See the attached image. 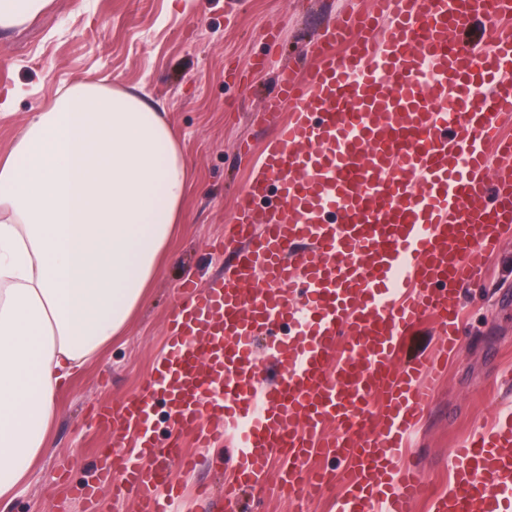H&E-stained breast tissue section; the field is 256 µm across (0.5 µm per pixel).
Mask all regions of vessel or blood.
<instances>
[{
  "instance_id": "vessel-or-blood-1",
  "label": "vessel or blood",
  "mask_w": 512,
  "mask_h": 512,
  "mask_svg": "<svg viewBox=\"0 0 512 512\" xmlns=\"http://www.w3.org/2000/svg\"><path fill=\"white\" fill-rule=\"evenodd\" d=\"M475 16L493 24L488 43L454 41ZM511 18L512 0H374L354 16L355 38L332 28L305 79L280 74L266 115L284 104L290 116L237 195L224 233L234 271L183 285L166 354L99 415L114 445L78 497L95 504L107 486L138 512H170L166 459L183 458L185 438L206 448L228 433V512L276 458L291 492L342 477L338 512H413L426 483L400 458L458 342L459 290L512 225ZM426 315L440 349L400 362ZM261 339L278 370L265 385ZM160 407L172 428L163 446L151 421ZM319 457L335 469L309 471ZM451 458L454 485L435 512H512V418Z\"/></svg>"
}]
</instances>
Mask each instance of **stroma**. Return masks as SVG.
I'll return each instance as SVG.
<instances>
[{
    "mask_svg": "<svg viewBox=\"0 0 512 512\" xmlns=\"http://www.w3.org/2000/svg\"><path fill=\"white\" fill-rule=\"evenodd\" d=\"M371 0H50L31 22L0 29V89L23 95L0 110V153L30 113L48 107L78 82L137 92L156 103L176 135L189 171L177 234L147 300L123 336L89 362L62 390L50 446L27 483L0 512H49L67 501L84 512L72 486L95 479L97 453L112 434L90 418L93 409L137 393L163 351L169 313L184 282L204 286L228 274L224 225L238 190L257 176L272 130L263 122L283 65L303 71L321 31L351 7ZM461 339L448 352L433 405L410 436L406 461L428 485L449 486L448 454L464 436L512 414V226L503 230L479 278L460 294ZM214 449L199 448L192 472L167 463L187 492L173 512H225L216 498L199 499L213 484ZM343 492L287 497L268 477L252 512H335Z\"/></svg>",
    "mask_w": 512,
    "mask_h": 512,
    "instance_id": "1",
    "label": "stroma"
}]
</instances>
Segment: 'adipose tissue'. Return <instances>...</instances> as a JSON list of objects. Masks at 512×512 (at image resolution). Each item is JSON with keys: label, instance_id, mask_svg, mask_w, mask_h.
<instances>
[{"label": "adipose tissue", "instance_id": "obj_1", "mask_svg": "<svg viewBox=\"0 0 512 512\" xmlns=\"http://www.w3.org/2000/svg\"><path fill=\"white\" fill-rule=\"evenodd\" d=\"M187 180L156 105L94 81L0 156V502L48 447L59 389L144 301Z\"/></svg>", "mask_w": 512, "mask_h": 512}]
</instances>
